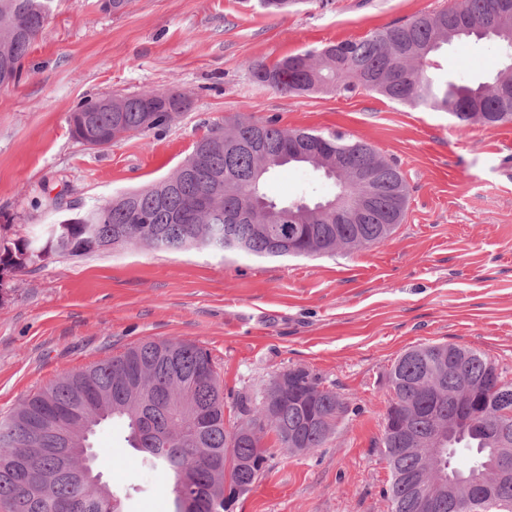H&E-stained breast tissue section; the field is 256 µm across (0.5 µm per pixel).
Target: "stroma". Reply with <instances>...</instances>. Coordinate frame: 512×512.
<instances>
[{
    "instance_id": "stroma-1",
    "label": "stroma",
    "mask_w": 512,
    "mask_h": 512,
    "mask_svg": "<svg viewBox=\"0 0 512 512\" xmlns=\"http://www.w3.org/2000/svg\"><path fill=\"white\" fill-rule=\"evenodd\" d=\"M452 0H308L273 16L257 0H134L108 15L96 0H56L24 61L0 89V242L172 174L225 118L336 131L394 161L409 188L401 224L384 242L333 255L258 258L120 246L52 256L0 285V418L65 373L144 341L206 348L224 386V422L241 399L303 367L340 394L346 412L329 441L297 455L266 436L262 477L234 512H390L382 438L388 372L428 342L485 353L512 379V142L505 125L459 132L447 113L372 91L299 96L255 83L253 62L358 40ZM443 46L431 75L468 84L501 67L494 42ZM141 90L186 95L174 122L107 149L72 138L83 101ZM280 203L335 191L312 167L272 171ZM121 419L91 442L103 481L127 512H172L171 479L147 471Z\"/></svg>"
}]
</instances>
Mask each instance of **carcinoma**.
I'll return each mask as SVG.
<instances>
[{"instance_id": "carcinoma-1", "label": "carcinoma", "mask_w": 512, "mask_h": 512, "mask_svg": "<svg viewBox=\"0 0 512 512\" xmlns=\"http://www.w3.org/2000/svg\"><path fill=\"white\" fill-rule=\"evenodd\" d=\"M500 0H454L438 11L396 21L361 40L342 41L285 57L272 65L257 61L250 66L254 81L281 93L301 95L327 89L351 92L357 88L377 92L412 106L446 112L460 128L480 123L478 115L497 113V124H512V100L501 101L495 88L512 87V62L502 64L495 77L477 85L437 81L428 68L418 66L427 46L440 49L453 41L493 40L505 56L512 55V14L499 11ZM55 0H0V71L20 74L23 60L53 14ZM190 107L178 94L163 99L153 91L96 99L81 103L69 116L71 136H85L79 115L92 117L102 149L112 146L110 128L120 125L129 133H142L175 120ZM236 132L251 141L248 150L233 158L224 154V136ZM321 146L344 155L351 170L370 168L376 189L373 210L366 222L327 223L313 217L295 225L292 245L275 242L271 225L227 224L224 211L230 204L251 198L248 177L259 156L272 159L271 169L288 165V154ZM188 168L132 192L123 193L79 214L76 224H53L44 235L22 239L0 249V270L21 272L28 266L56 256H79L100 250L105 243L144 245L180 252L188 247L240 251L258 257H298L336 251V239L361 238L373 246L387 239L388 224L402 222L408 201L407 184L398 166L367 143L336 132L282 129L271 122L231 118L212 127L186 159ZM236 178L233 196L218 201L201 218L174 223V211L192 213L194 202L209 190L215 174ZM446 343H427L401 354L389 370L391 399L387 414L398 408L417 407L408 425L418 451L393 458L388 439L383 454L389 460L391 481L387 491L391 512H416L413 490L405 477L422 466L421 449L439 435L422 411L423 390L412 385L417 375H434L457 386L455 375L478 376L496 364L483 353L464 348L450 367L439 359ZM185 374L178 384L171 379L173 366ZM148 372L146 391L125 395V405L107 415L122 418L128 428L129 447L141 453L142 466L161 469L172 477V493L190 485L197 494L196 512H224V496L210 492L220 482L229 487L254 485L261 470L244 465L260 447L263 435L274 434L288 447V433H296L304 447L319 448L332 434L337 412L345 404L323 385L321 378L300 369L301 395L276 398L266 407L260 401L241 403L240 422L224 425V392L220 373L210 352L191 342L147 341L112 357L68 373L27 395L0 421V505L6 512H123L121 498L111 492L98 497L89 487L67 480L57 482L45 501L28 496L27 486L53 468L49 456H29L28 476H15L14 458L25 454L38 440L43 448L58 447L57 432L69 430L94 413L101 400L121 393V383ZM474 448L475 468L485 463L494 447L491 437L476 423L456 429L451 448Z\"/></svg>"}]
</instances>
